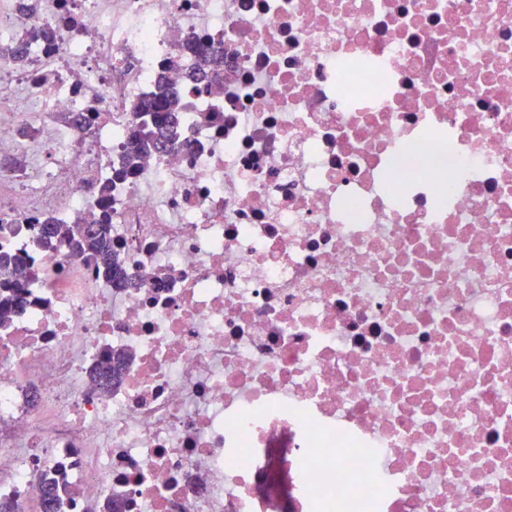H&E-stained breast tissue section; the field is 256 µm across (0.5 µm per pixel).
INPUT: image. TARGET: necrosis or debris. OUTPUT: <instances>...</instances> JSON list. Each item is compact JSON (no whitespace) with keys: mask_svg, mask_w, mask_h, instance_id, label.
<instances>
[{"mask_svg":"<svg viewBox=\"0 0 512 512\" xmlns=\"http://www.w3.org/2000/svg\"><path fill=\"white\" fill-rule=\"evenodd\" d=\"M4 95L0 501L512 512V0H0ZM107 210L121 282L35 240ZM133 109L150 115L151 123L143 122L132 131L121 167L115 171L118 179L134 174L146 154L173 145L177 137L179 95L167 82L159 80L151 96ZM26 287L25 266L21 258H1L0 261V306L19 308L23 304L22 288Z\"/></svg>","mask_w":512,"mask_h":512,"instance_id":"necrosis-or-debris-1","label":"necrosis or debris"}]
</instances>
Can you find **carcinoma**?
<instances>
[{
	"label": "carcinoma",
	"instance_id": "carcinoma-1",
	"mask_svg": "<svg viewBox=\"0 0 512 512\" xmlns=\"http://www.w3.org/2000/svg\"><path fill=\"white\" fill-rule=\"evenodd\" d=\"M180 109L179 95L167 82L158 81L151 96L134 105V111L150 115L151 122L135 126L123 156L121 167L115 171L118 179L134 174L143 157L174 144L177 137V122ZM109 214H104L100 224H44L40 228L42 237L56 238L68 243L79 252L95 255L100 265L98 272L115 280L121 278L122 269L107 237ZM26 287L25 266L21 258L0 260V306L19 308L23 304L22 288ZM43 493L50 495V508L44 512H58L60 500L59 481L43 477Z\"/></svg>",
	"mask_w": 512,
	"mask_h": 512
}]
</instances>
